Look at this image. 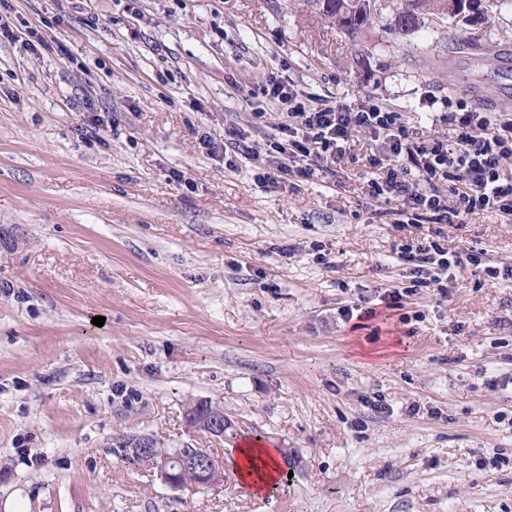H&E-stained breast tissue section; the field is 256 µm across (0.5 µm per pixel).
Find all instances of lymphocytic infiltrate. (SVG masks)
I'll use <instances>...</instances> for the list:
<instances>
[{"mask_svg": "<svg viewBox=\"0 0 512 512\" xmlns=\"http://www.w3.org/2000/svg\"><path fill=\"white\" fill-rule=\"evenodd\" d=\"M281 111L275 134L263 148L250 143L249 130L232 131L224 144L209 143L211 153L228 148L254 161L256 180L275 187L288 180L307 182L333 173L350 152L353 131L367 132L378 152L369 158L366 190L376 200L396 201L395 215L405 223L460 224L478 211L512 217V114L490 112L464 99H452L436 113L447 125L445 137L427 136L414 119L376 100L357 107L343 103L317 106L304 101L287 76H269L249 91ZM401 261L409 264V279L382 289L384 311L358 304L344 306V322L367 323L379 336L391 311L404 297L428 288L447 296L448 283L473 269L488 279H512V265L495 264L472 250L451 251L440 241L406 246ZM399 323L408 324L401 315Z\"/></svg>", "mask_w": 512, "mask_h": 512, "instance_id": "1", "label": "lymphocytic infiltrate"}]
</instances>
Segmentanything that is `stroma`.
<instances>
[{"instance_id": "stroma-1", "label": "stroma", "mask_w": 512, "mask_h": 512, "mask_svg": "<svg viewBox=\"0 0 512 512\" xmlns=\"http://www.w3.org/2000/svg\"><path fill=\"white\" fill-rule=\"evenodd\" d=\"M480 10L377 21L355 66L306 0H0V512H512V280L466 271L404 298L409 325L351 330L341 307L432 229L365 193L368 134L339 181L284 190L200 142L281 73L316 102L512 113V6ZM443 232L512 264L496 213ZM201 400L232 423L219 453L261 435L292 478L174 492L114 442L208 445Z\"/></svg>"}]
</instances>
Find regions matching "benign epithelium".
<instances>
[{"mask_svg": "<svg viewBox=\"0 0 512 512\" xmlns=\"http://www.w3.org/2000/svg\"><path fill=\"white\" fill-rule=\"evenodd\" d=\"M187 427L207 435L214 441L224 440V430L231 421L222 412L211 409L207 401H199L185 414ZM125 454L139 460V464L157 473L173 492H182L188 486L179 475L192 470L196 473L198 487L217 484L224 472V459L212 448H168L157 435L141 433L134 435L125 448Z\"/></svg>", "mask_w": 512, "mask_h": 512, "instance_id": "benign-epithelium-1", "label": "benign epithelium"}]
</instances>
